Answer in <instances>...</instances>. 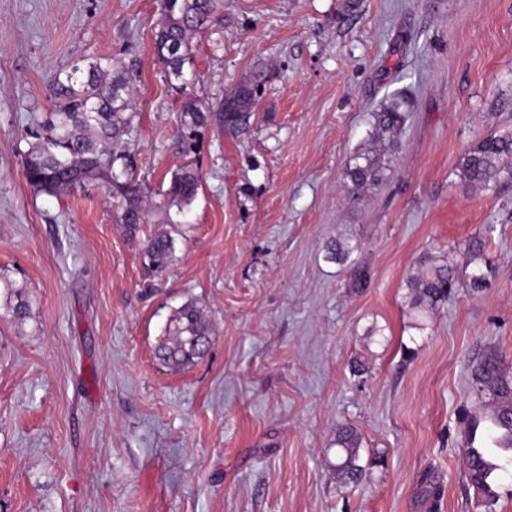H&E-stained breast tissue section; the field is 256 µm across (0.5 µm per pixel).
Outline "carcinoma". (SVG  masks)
<instances>
[{
  "label": "carcinoma",
  "mask_w": 512,
  "mask_h": 512,
  "mask_svg": "<svg viewBox=\"0 0 512 512\" xmlns=\"http://www.w3.org/2000/svg\"><path fill=\"white\" fill-rule=\"evenodd\" d=\"M163 20L154 33L155 52L169 82L183 85L185 66L194 64L191 39L209 29L220 0H160ZM268 75L259 70L237 83L225 95L219 117L224 131H244L255 114ZM58 100L54 111L41 120L31 119L34 142L23 153L25 177L37 193L57 195L88 183L100 182L117 200L116 221L127 234L136 236L140 225L149 223L151 190L136 179L130 147L137 142L139 123L134 111L133 83L127 70L115 58H97L86 67L75 65L54 76ZM371 143L358 149L343 172L346 200L353 204L368 188L386 179L389 156L400 149L397 133L407 120L402 101L394 99L372 113ZM211 115L195 99L187 97L176 116V144L189 156L196 152ZM512 131L490 134L469 147L458 162V176L470 189H484L502 172L511 173ZM201 181L198 169L189 165L172 172L162 192L165 223L174 224L170 214L183 215L195 199ZM358 245L336 242L328 247L329 258L351 265L354 285L367 282L366 270L350 260ZM175 239L171 231L159 228L143 242L142 253L149 265L163 270L172 259ZM456 271L445 256L424 253L417 271L407 279L410 306L418 314L435 309L456 287ZM167 344L157 358L173 368H183L204 356L212 328L196 304L181 306L171 319ZM470 394L476 407L466 413L462 435V466L476 493L493 505L491 481L498 471L512 468V377L494 351L484 353L471 368ZM360 435L351 426L336 434V474L344 483L356 484L364 477L358 464ZM423 497L427 512H438L441 485L423 476Z\"/></svg>",
  "instance_id": "cac0c4a2"
}]
</instances>
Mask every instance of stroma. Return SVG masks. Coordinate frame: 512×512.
I'll return each instance as SVG.
<instances>
[{
	"mask_svg": "<svg viewBox=\"0 0 512 512\" xmlns=\"http://www.w3.org/2000/svg\"><path fill=\"white\" fill-rule=\"evenodd\" d=\"M217 16L182 92L154 50L159 0H0V512H425L429 472L440 512H485L461 416L477 357L512 373V176L473 190L456 166L512 128V0H224ZM98 57L135 74L138 179L202 175L160 272L142 254L155 224L128 236L101 185L48 196L24 176L55 74ZM261 67L249 128L212 121L179 154L184 93L218 112ZM397 96L392 169L349 206L345 165ZM337 241L359 244L364 287L329 259ZM427 251L459 286L420 316L406 280ZM191 301L212 342L173 370L156 352ZM348 425L356 486L334 469Z\"/></svg>",
	"mask_w": 512,
	"mask_h": 512,
	"instance_id": "1",
	"label": "stroma"
}]
</instances>
